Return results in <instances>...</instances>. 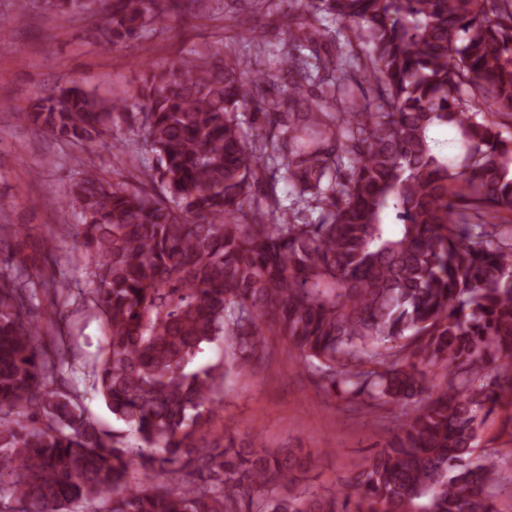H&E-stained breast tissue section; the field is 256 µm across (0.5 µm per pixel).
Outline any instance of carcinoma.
<instances>
[{
	"label": "carcinoma",
	"mask_w": 512,
	"mask_h": 512,
	"mask_svg": "<svg viewBox=\"0 0 512 512\" xmlns=\"http://www.w3.org/2000/svg\"><path fill=\"white\" fill-rule=\"evenodd\" d=\"M197 0H102L104 45L163 25ZM278 16L288 101L276 78L228 52L191 51L133 95L128 166H87L66 209L87 274L81 305L104 328L88 372L124 431H106L54 373L69 367V288L28 229L0 224V512H500L504 487L481 428L512 407V0H286ZM340 26L343 50L305 54ZM238 35L259 41L250 16ZM329 92L308 102L307 89ZM255 106L264 123L244 128ZM127 100L70 82L37 97L28 125L103 147ZM451 127L455 152L433 132ZM288 145L291 192L252 208L267 150ZM54 304L52 342L31 317ZM282 337L323 390L404 419L336 490L299 483L310 462L206 427L231 375ZM224 360L199 368L207 344ZM447 371L435 390L428 369Z\"/></svg>",
	"instance_id": "1"
}]
</instances>
